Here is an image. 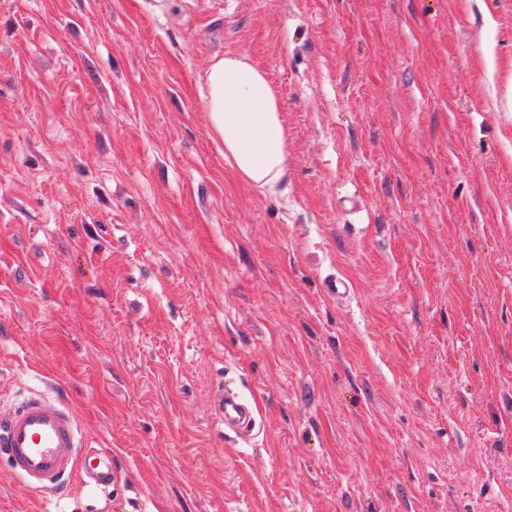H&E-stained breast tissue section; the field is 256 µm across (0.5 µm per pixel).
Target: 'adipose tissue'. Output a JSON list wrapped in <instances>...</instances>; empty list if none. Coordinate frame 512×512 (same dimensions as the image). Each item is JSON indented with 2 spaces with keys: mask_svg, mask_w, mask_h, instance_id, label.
Listing matches in <instances>:
<instances>
[{
  "mask_svg": "<svg viewBox=\"0 0 512 512\" xmlns=\"http://www.w3.org/2000/svg\"><path fill=\"white\" fill-rule=\"evenodd\" d=\"M209 124L224 143L236 179L273 190L288 170L281 101L267 74L243 52L225 54L206 73Z\"/></svg>",
  "mask_w": 512,
  "mask_h": 512,
  "instance_id": "adipose-tissue-1",
  "label": "adipose tissue"
}]
</instances>
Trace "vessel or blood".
Returning <instances> with one entry per match:
<instances>
[{
  "mask_svg": "<svg viewBox=\"0 0 512 512\" xmlns=\"http://www.w3.org/2000/svg\"><path fill=\"white\" fill-rule=\"evenodd\" d=\"M221 420L238 430L254 425L250 405L233 394L215 402ZM0 457L12 471L45 493L63 487L72 474L85 485H113L118 471L110 453L82 446L66 403L57 396L35 394L19 405L0 410Z\"/></svg>",
  "mask_w": 512,
  "mask_h": 512,
  "instance_id": "obj_1",
  "label": "vessel or blood"
}]
</instances>
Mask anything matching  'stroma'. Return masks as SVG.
Listing matches in <instances>:
<instances>
[{"label": "stroma", "mask_w": 512, "mask_h": 512, "mask_svg": "<svg viewBox=\"0 0 512 512\" xmlns=\"http://www.w3.org/2000/svg\"><path fill=\"white\" fill-rule=\"evenodd\" d=\"M55 384L119 480L0 512H512V0H0V405ZM209 124L224 142L236 179L273 190L288 170L281 101L267 74L245 52L225 53L206 73ZM221 420L237 431L255 425L253 409L234 394H221L215 402Z\"/></svg>", "instance_id": "stroma-1"}]
</instances>
